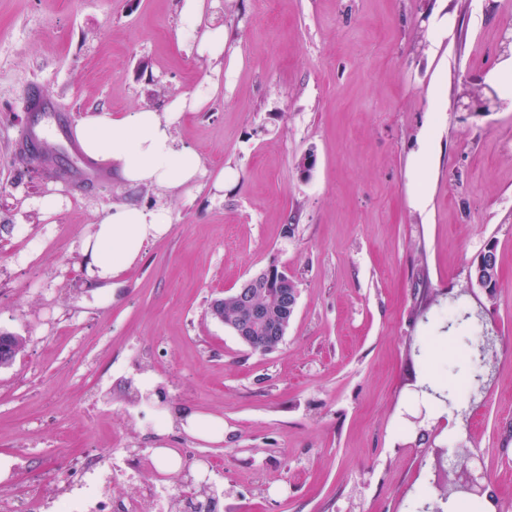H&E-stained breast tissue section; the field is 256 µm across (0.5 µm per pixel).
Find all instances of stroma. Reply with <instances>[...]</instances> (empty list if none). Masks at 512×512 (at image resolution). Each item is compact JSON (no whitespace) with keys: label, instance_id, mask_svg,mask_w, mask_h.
<instances>
[{"label":"stroma","instance_id":"35a3bbf8","mask_svg":"<svg viewBox=\"0 0 512 512\" xmlns=\"http://www.w3.org/2000/svg\"><path fill=\"white\" fill-rule=\"evenodd\" d=\"M180 5L0 0V332L25 341L0 367V462L24 460L32 490L55 458L111 449L113 468L138 467L113 481L118 503L156 485L155 448H187L170 512L207 490L215 512H447L463 448L488 492L476 512H512V95L458 108L512 86V0H216L220 60L196 53ZM215 77L221 94L174 130L202 157L196 185L75 186L87 160L56 110L160 112ZM34 81L52 111H21ZM33 123L49 165L16 143ZM48 193L64 199L50 215L31 204ZM159 202L169 231L90 281L79 242L97 219ZM491 240L490 299L468 273ZM270 266L299 299L262 354L210 306ZM455 307L482 317L493 354L460 413ZM163 407L223 417V442L176 422L155 436Z\"/></svg>","mask_w":512,"mask_h":512}]
</instances>
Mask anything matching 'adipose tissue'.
I'll return each instance as SVG.
<instances>
[{"instance_id":"ef3b65f1","label":"adipose tissue","mask_w":512,"mask_h":512,"mask_svg":"<svg viewBox=\"0 0 512 512\" xmlns=\"http://www.w3.org/2000/svg\"><path fill=\"white\" fill-rule=\"evenodd\" d=\"M207 8L206 0H182L180 17L184 28L202 33L194 44L197 53L217 59L224 54V29L205 26ZM218 89V83H209L205 93L174 98L161 113L140 109L116 116L105 108H89L75 126V137L85 156L110 165L126 185L176 192L196 184L205 171L199 153L177 144L173 130L184 112L203 107ZM171 220L162 204L112 205L79 243L87 275L118 278L141 258L147 242L165 235Z\"/></svg>"}]
</instances>
